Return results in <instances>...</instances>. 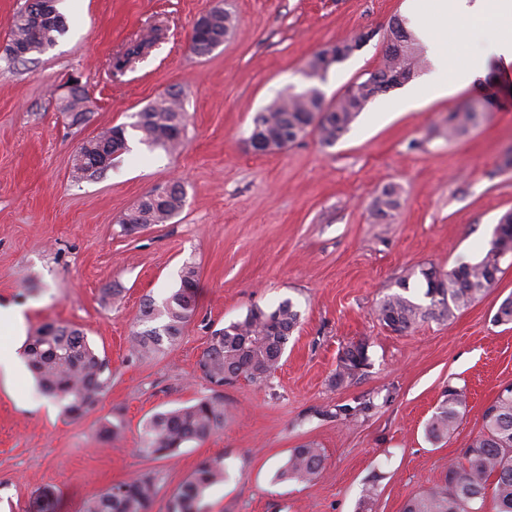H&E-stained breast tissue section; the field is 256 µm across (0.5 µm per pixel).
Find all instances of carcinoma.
Wrapping results in <instances>:
<instances>
[{"mask_svg":"<svg viewBox=\"0 0 512 512\" xmlns=\"http://www.w3.org/2000/svg\"><path fill=\"white\" fill-rule=\"evenodd\" d=\"M46 2L42 11L26 7L14 14L10 35L11 52L16 58L43 54L65 34L66 22L57 8L58 0ZM231 27L230 15L214 11L210 24L192 28L189 50L198 56L211 53ZM162 35V29L152 28L114 57L111 69L125 70L134 59L148 54ZM384 41L380 65L358 82V95L354 98L326 99L319 87L330 68L325 63L326 50L313 53L303 69L309 84L299 90L288 89L257 113L252 133L278 149L296 142L309 130L317 134L322 145H335L370 101L402 86L425 65L424 48L403 20L395 18L389 23ZM485 116L481 105L466 104L448 112V138L466 134ZM185 121L182 92L167 93L138 112L134 123L112 126L84 142L75 157V178H101L112 168L116 156L129 151L130 130L136 132L141 144L168 153L175 151L182 142ZM163 194L161 201L154 200L151 194L141 199L119 220L121 232L129 235L152 224H164L177 215L185 202L182 186L174 183ZM399 208V191L393 185L385 187L373 202L374 214L381 220L392 218ZM506 256H512V210L499 218L490 248L481 260L460 263L446 272L432 265L420 268L425 302L409 296V278L405 277L397 283L399 291L379 300L376 315L384 326H395L402 333L426 319L450 320L499 280L503 273L501 260ZM196 309L197 271L186 264L175 292L159 304L152 299L143 304L141 328L131 336V354L146 358L175 345ZM300 318L294 304L286 300L271 311L254 307L244 318L213 330L199 361L212 390L240 378L261 382L270 377L279 367ZM358 348H365V344L353 343L339 357L336 384L353 380L360 367L367 366V355H362L359 363L353 359V350ZM25 358L41 392L73 419L92 411L111 383L109 360L97 354L77 328L53 324L39 328L29 338ZM467 405L466 388L448 387L426 423L428 441L435 444L447 438L461 421ZM223 428L224 399L219 395L205 396L190 405L153 414L143 425L139 452L166 458L184 444L202 443ZM323 469L321 448L309 442L291 450L278 478L307 483ZM224 475L221 458L201 460L192 477L174 494L169 512H205L207 491L224 482ZM155 492V478L143 474L110 486L86 503L84 512H149ZM489 502L494 512H512V388L507 387L484 410L482 426L468 444L464 461L448 464L442 483L411 495L403 512H484Z\"/></svg>","mask_w":512,"mask_h":512,"instance_id":"cac0c4a2","label":"carcinoma"}]
</instances>
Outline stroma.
Returning <instances> with one entry per match:
<instances>
[{
    "label": "stroma",
    "mask_w": 512,
    "mask_h": 512,
    "mask_svg": "<svg viewBox=\"0 0 512 512\" xmlns=\"http://www.w3.org/2000/svg\"><path fill=\"white\" fill-rule=\"evenodd\" d=\"M24 0H0V306L20 307L22 326L0 324V347L21 348L46 324L82 328L107 356L112 381L97 407L67 417L43 396L24 361L0 370V512H31L50 495L55 512H83L108 486L157 476L150 512H168L198 461L219 457L226 479L208 512H356L376 488L373 512H402L407 498L439 484L479 431L482 413L512 383V325L494 323L512 295V264L479 301L450 320L390 331L375 308L395 283L430 265L449 270L487 252L499 216L512 209V66H492L445 98L404 110V88L371 101L335 145L307 133L281 151L254 152L252 119L288 87L304 86L307 58L364 32L373 39L333 66L321 89L336 97L374 70L389 22L407 0H59L68 30L56 46L10 59L12 18ZM220 7L235 25L198 57L187 50L194 22ZM155 25L168 35L122 74L110 61ZM88 91L85 121L59 109L64 85ZM179 90L187 114L175 154L130 138V150L100 179H75L80 145L134 122ZM487 96L489 118L448 139L449 111ZM390 112L375 119L380 104ZM180 183L182 211L131 235L119 219L144 196ZM396 186L402 205L377 219L373 201ZM198 271L197 311L181 339L157 356L131 354L145 298L163 301L184 264ZM289 300L301 313L277 371L224 386V428L172 457L139 453L142 426L158 411L207 394L199 360L211 330L252 307ZM367 345L368 364L336 384L340 352ZM465 387L467 412L440 443L424 427L447 386ZM370 400L366 416L337 406ZM121 434L104 441V424ZM315 442L321 476L281 481L292 448Z\"/></svg>",
    "instance_id": "1"
}]
</instances>
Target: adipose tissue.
<instances>
[{
  "mask_svg": "<svg viewBox=\"0 0 512 512\" xmlns=\"http://www.w3.org/2000/svg\"><path fill=\"white\" fill-rule=\"evenodd\" d=\"M474 19L492 26L495 36L481 55L462 63L454 45L468 39V24ZM410 25L431 63L424 83L434 96H447L486 74L489 59L512 62V0H430L427 10L412 12Z\"/></svg>",
  "mask_w": 512,
  "mask_h": 512,
  "instance_id": "adipose-tissue-1",
  "label": "adipose tissue"
}]
</instances>
